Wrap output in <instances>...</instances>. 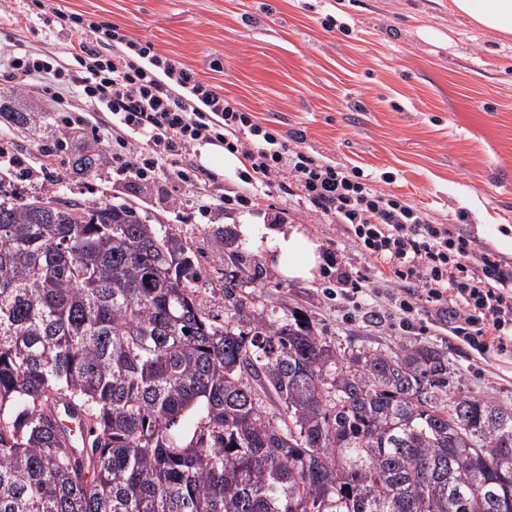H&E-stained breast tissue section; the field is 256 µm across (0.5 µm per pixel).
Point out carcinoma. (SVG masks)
<instances>
[{"label":"carcinoma","instance_id":"obj_1","mask_svg":"<svg viewBox=\"0 0 512 512\" xmlns=\"http://www.w3.org/2000/svg\"><path fill=\"white\" fill-rule=\"evenodd\" d=\"M196 276L129 207L0 194V512H512V408L426 391L444 351L339 355L231 271L220 325Z\"/></svg>","mask_w":512,"mask_h":512}]
</instances>
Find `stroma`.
<instances>
[{"label":"stroma","instance_id":"35a3bbf8","mask_svg":"<svg viewBox=\"0 0 512 512\" xmlns=\"http://www.w3.org/2000/svg\"><path fill=\"white\" fill-rule=\"evenodd\" d=\"M449 0H0V52H46L77 69L69 53L81 37L55 10L111 23L151 43L199 79L235 99L290 148L363 172L379 192L421 208L435 224H454L478 251L512 269V35L483 30L449 9ZM31 22L18 27L13 13ZM108 128V113L77 92L62 101L39 81L19 84L0 68V190L21 197L66 196L93 206L125 204L160 235L176 236L199 273L193 286L204 310L225 319L224 272L214 241L235 237L249 279L248 307L269 321L290 309L308 314L335 348L391 354L428 344L448 357V398L468 396L512 407V342L477 351L423 309L404 314L392 283L373 275L358 293L341 292L337 269L373 263L343 225L299 200L292 179L252 188L237 171L203 165L191 147L183 165L198 173L181 184L161 174L149 183L118 171L112 142L88 131L44 157L60 110ZM245 196L229 209L222 196ZM208 199L211 209L198 204ZM244 223L304 225L321 245L320 279L278 278L268 251L240 237Z\"/></svg>","mask_w":512,"mask_h":512}]
</instances>
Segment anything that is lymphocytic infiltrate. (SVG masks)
<instances>
[{"instance_id": "lymphocytic-infiltrate-1", "label": "lymphocytic infiltrate", "mask_w": 512, "mask_h": 512, "mask_svg": "<svg viewBox=\"0 0 512 512\" xmlns=\"http://www.w3.org/2000/svg\"><path fill=\"white\" fill-rule=\"evenodd\" d=\"M62 20L85 32L70 47L82 75L37 53H8L5 64L14 75L48 78L58 92L77 87L111 114L116 145L136 148L122 173L149 181L165 171L184 182L183 159L194 142L222 146L245 161L244 183L256 187L280 173L291 176L305 200L347 225L360 250L404 282L402 311L413 313L415 299L423 298L436 317L454 323L456 334H474L478 350L488 340L512 339V271L494 254L475 252L463 229L429 223L419 208L378 192L358 173L288 148L235 100L118 26L77 14Z\"/></svg>"}]
</instances>
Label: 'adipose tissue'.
Wrapping results in <instances>:
<instances>
[{"label":"adipose tissue","mask_w":512,"mask_h":512,"mask_svg":"<svg viewBox=\"0 0 512 512\" xmlns=\"http://www.w3.org/2000/svg\"><path fill=\"white\" fill-rule=\"evenodd\" d=\"M452 8L478 27L512 34V0H452ZM239 231L246 239L267 243L271 264L281 278L309 282L317 277L322 264L320 244L303 225L294 224L268 236L255 224L240 225Z\"/></svg>","instance_id":"ef3b65f1"}]
</instances>
